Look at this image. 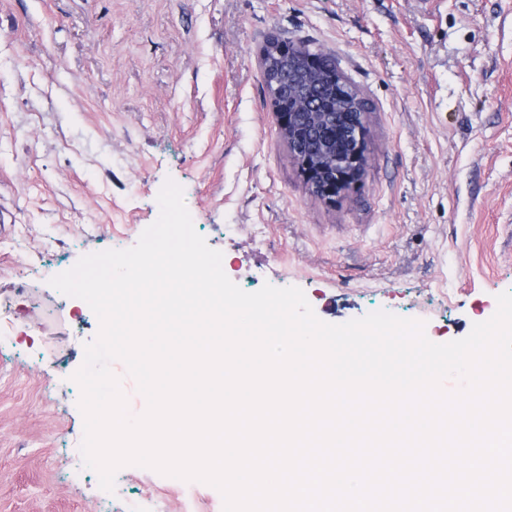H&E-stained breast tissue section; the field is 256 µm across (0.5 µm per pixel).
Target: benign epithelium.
<instances>
[{"label": "benign epithelium", "mask_w": 512, "mask_h": 512, "mask_svg": "<svg viewBox=\"0 0 512 512\" xmlns=\"http://www.w3.org/2000/svg\"><path fill=\"white\" fill-rule=\"evenodd\" d=\"M261 65L265 81L274 89L276 95L271 104L273 112L278 117L281 135L288 145L300 152L299 159L308 186L318 197L329 202L335 200L337 196L349 190L361 174L365 160L363 139L366 136L367 113L357 112L353 115L354 130L350 137L356 143V148L347 157L340 155L331 145L325 143L322 137L324 127L336 124L339 113L320 110L318 92L315 90L318 77L307 75L301 79L292 71L271 68L265 54L261 56ZM303 138L323 145V154L336 165V179L325 185L313 179V172L309 170V159L301 154V148L297 144V141Z\"/></svg>", "instance_id": "7a95c632"}]
</instances>
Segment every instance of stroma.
Masks as SVG:
<instances>
[{"label": "stroma", "instance_id": "obj_1", "mask_svg": "<svg viewBox=\"0 0 512 512\" xmlns=\"http://www.w3.org/2000/svg\"><path fill=\"white\" fill-rule=\"evenodd\" d=\"M273 40L335 56L371 104L334 203L270 109ZM169 179L244 291L467 336L512 291V0H0V512H179L184 480L127 465L109 493L84 465L73 376L100 322L49 284L134 246Z\"/></svg>", "mask_w": 512, "mask_h": 512}]
</instances>
